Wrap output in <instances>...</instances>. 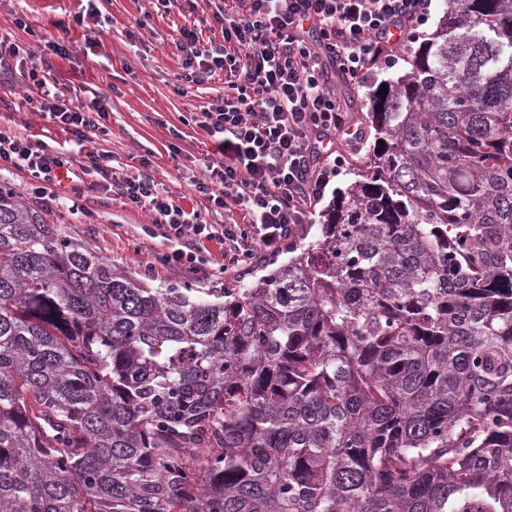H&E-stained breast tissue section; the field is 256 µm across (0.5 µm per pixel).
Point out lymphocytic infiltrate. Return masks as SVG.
<instances>
[{"label": "lymphocytic infiltrate", "instance_id": "f902f5d3", "mask_svg": "<svg viewBox=\"0 0 512 512\" xmlns=\"http://www.w3.org/2000/svg\"><path fill=\"white\" fill-rule=\"evenodd\" d=\"M433 0H224V42L201 43L195 29H183L179 44L182 80L223 72L224 97L202 111L198 124L215 141L222 159L196 190L224 212L220 224L187 214L148 175L116 176L106 156L76 157L41 140L17 135L0 124V170L11 167L34 183L51 185L60 199L58 169L87 176L85 191H118L128 205L148 212V236H161L168 250L164 266H191L207 243L219 244L221 272L254 252L283 250L297 225L308 223L344 156L311 168L312 143L346 131L350 119L329 86L331 74L362 87L381 66H394L423 35ZM313 25L315 43L303 38ZM28 49L0 39V66L27 70L41 91L38 110L83 145L89 133L104 131L108 116L98 102L67 106L39 79Z\"/></svg>", "mask_w": 512, "mask_h": 512}]
</instances>
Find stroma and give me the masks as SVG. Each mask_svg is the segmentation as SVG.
<instances>
[{"mask_svg":"<svg viewBox=\"0 0 512 512\" xmlns=\"http://www.w3.org/2000/svg\"><path fill=\"white\" fill-rule=\"evenodd\" d=\"M221 0H170L157 9L151 0H92L100 25L96 34L74 23L84 10L83 0H0V36L19 42L32 52L39 72L53 84L64 101L88 104L104 101L108 111L106 134H89L85 151L107 154L116 172L126 176L149 174L186 212L201 213L211 224L224 221L193 186L204 159L213 155L208 133L192 119L195 112L224 93V75L216 73L199 83L179 84L182 55L181 30L195 21L202 42L224 41V26L215 18ZM95 44H88V37ZM60 40L70 46L69 58L53 54L48 44ZM336 95L348 112L351 133L337 135L333 146L348 159L349 168L331 182L324 202L318 203L309 223L299 225L295 242L314 240L327 200L353 180L351 168L363 166L371 139H355V131H369V88L334 79ZM35 93L18 71L0 69V123L20 135H39L62 152L76 146L60 126L43 118L28 99ZM0 182L10 184L23 201L40 209L60 232L83 239L109 260L145 283L157 286L192 284L196 288H240L266 274L273 261H286L287 253L271 257L256 253L236 271L201 277L183 268L158 265L167 251L164 239L145 234L151 216L126 205L114 193H84L78 206L67 201L42 203L29 190L24 174L0 171ZM156 263L155 274L145 272Z\"/></svg>","mask_w":512,"mask_h":512,"instance_id":"obj_1","label":"stroma"}]
</instances>
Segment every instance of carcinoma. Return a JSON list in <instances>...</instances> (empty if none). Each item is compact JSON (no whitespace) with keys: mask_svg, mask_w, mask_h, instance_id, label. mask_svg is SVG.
Masks as SVG:
<instances>
[{"mask_svg":"<svg viewBox=\"0 0 512 512\" xmlns=\"http://www.w3.org/2000/svg\"><path fill=\"white\" fill-rule=\"evenodd\" d=\"M410 66L246 288H153L0 186V512H512V0Z\"/></svg>","mask_w":512,"mask_h":512,"instance_id":"cac0c4a2","label":"carcinoma"}]
</instances>
